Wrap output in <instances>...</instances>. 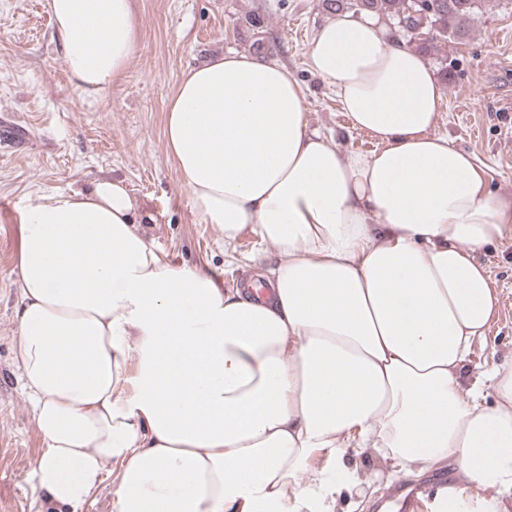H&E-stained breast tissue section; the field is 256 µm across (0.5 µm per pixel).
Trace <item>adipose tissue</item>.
<instances>
[{"mask_svg":"<svg viewBox=\"0 0 512 512\" xmlns=\"http://www.w3.org/2000/svg\"><path fill=\"white\" fill-rule=\"evenodd\" d=\"M47 6L77 89L123 75L132 0ZM306 56L375 150L309 132L301 86L264 55L190 67L166 109L197 216L278 256L269 300L172 263L122 181L21 207L14 361L56 512H82L112 473L115 512H333L313 462L351 449L408 474L453 461L463 485L437 512L512 492V365L488 370L491 405L462 380L499 302L478 255L512 235V194L435 133L437 71L381 17L337 15Z\"/></svg>","mask_w":512,"mask_h":512,"instance_id":"obj_1","label":"adipose tissue"}]
</instances>
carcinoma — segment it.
Instances as JSON below:
<instances>
[{
	"mask_svg": "<svg viewBox=\"0 0 512 512\" xmlns=\"http://www.w3.org/2000/svg\"><path fill=\"white\" fill-rule=\"evenodd\" d=\"M482 0H323L331 13L354 8L364 13L381 14L409 34L408 27L423 30L444 38L465 39L480 11Z\"/></svg>",
	"mask_w": 512,
	"mask_h": 512,
	"instance_id": "1",
	"label": "carcinoma"
}]
</instances>
